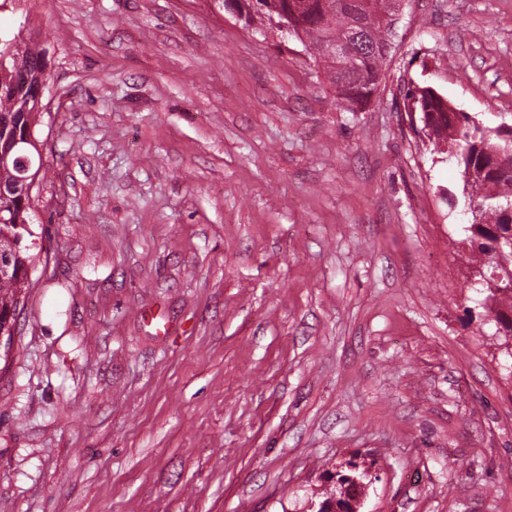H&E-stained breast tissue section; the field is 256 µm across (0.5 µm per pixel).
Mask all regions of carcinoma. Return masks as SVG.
Wrapping results in <instances>:
<instances>
[{
    "instance_id": "cac0c4a2",
    "label": "carcinoma",
    "mask_w": 512,
    "mask_h": 512,
    "mask_svg": "<svg viewBox=\"0 0 512 512\" xmlns=\"http://www.w3.org/2000/svg\"><path fill=\"white\" fill-rule=\"evenodd\" d=\"M247 14L261 20L286 17L296 33L309 42L324 62L326 75L335 90L336 104L350 112L365 109L376 93L387 60L382 47L388 40L392 23L393 0H246ZM350 42L348 57L339 61L331 56L325 43ZM41 66L40 54L21 47L17 36L0 34V148L24 136L35 126L36 116L24 111L33 86H25V76ZM408 107L419 113L429 110L433 118L422 130L434 144L451 145L462 174L469 167L476 175L464 186L471 188L469 198L482 207L483 223L468 227L467 239L472 254L490 269V278L502 281L487 287V298L497 302L489 308L496 322L512 332V248L498 244L500 236L511 231L499 213L512 201V140L502 134L503 126L491 128L471 124L449 114L441 98L429 88H415L406 94ZM485 173H479V170ZM18 172L14 167L0 169V248L10 251L14 272L0 277V329L9 325L8 315L17 311L31 279L23 272L33 266L34 255L26 238L33 236V202L14 196L11 186Z\"/></svg>"
}]
</instances>
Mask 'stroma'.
Segmentation results:
<instances>
[{
    "instance_id": "obj_1",
    "label": "stroma",
    "mask_w": 512,
    "mask_h": 512,
    "mask_svg": "<svg viewBox=\"0 0 512 512\" xmlns=\"http://www.w3.org/2000/svg\"><path fill=\"white\" fill-rule=\"evenodd\" d=\"M38 257L0 359V512H512V336L429 87L512 124V0H405L373 102L206 0H21ZM345 467L352 472H356L357 475H346L342 473L341 469ZM359 467V464L354 461H347L336 466V472L331 476V481L336 482V485H338V493L334 486L333 489L330 490L329 496L324 500L328 499L333 494H336V496L325 505L318 507L323 508L324 512H360L359 509L363 502L365 490L363 480L367 479L369 469L364 468L362 471H359Z\"/></svg>"
}]
</instances>
